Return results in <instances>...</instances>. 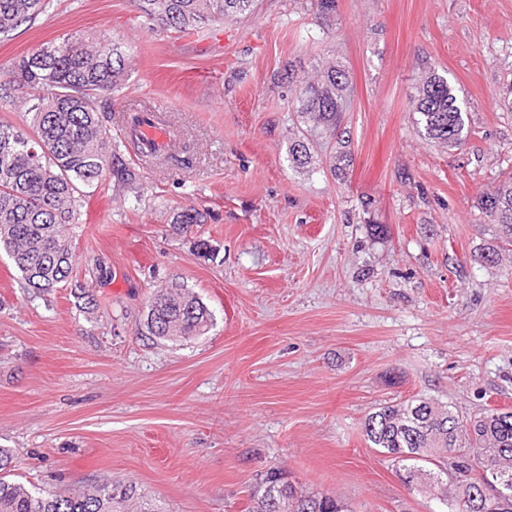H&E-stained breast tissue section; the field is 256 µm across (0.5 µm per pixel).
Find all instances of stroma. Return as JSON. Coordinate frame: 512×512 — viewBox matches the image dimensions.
<instances>
[{"label": "stroma", "instance_id": "1", "mask_svg": "<svg viewBox=\"0 0 512 512\" xmlns=\"http://www.w3.org/2000/svg\"><path fill=\"white\" fill-rule=\"evenodd\" d=\"M81 34L130 55L125 86L100 98L111 134L161 101L176 145L135 186L107 177L86 198L74 272H111L87 280L92 313L66 288L32 296L0 254L12 480L131 481L168 512H250L257 473L277 468L353 512H439L362 422L412 397L463 417L512 410V254L480 262L497 227L478 207L512 160V0H336L326 28L312 0H257L191 34L146 21L135 0H52L0 42V84L20 57ZM332 62L349 74L341 177L325 134L314 167H292L301 119L275 80ZM431 69L464 102L463 149L418 132L412 100ZM189 206L207 221L183 235L172 221ZM171 281L212 313L205 335H142L149 296Z\"/></svg>", "mask_w": 512, "mask_h": 512}]
</instances>
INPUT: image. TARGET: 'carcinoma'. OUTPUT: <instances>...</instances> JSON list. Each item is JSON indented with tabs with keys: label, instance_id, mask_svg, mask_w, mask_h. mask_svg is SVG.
<instances>
[{
	"label": "carcinoma",
	"instance_id": "cac0c4a2",
	"mask_svg": "<svg viewBox=\"0 0 512 512\" xmlns=\"http://www.w3.org/2000/svg\"><path fill=\"white\" fill-rule=\"evenodd\" d=\"M50 2L0 0V39L34 21ZM136 2L146 20L190 34L205 24L251 13L255 0ZM313 5L320 24L328 25L336 0H313ZM128 68L129 55L120 43L83 35L42 46L14 64L12 77L28 89L27 127L0 121V251L35 295L72 284L87 305L95 302L84 284L73 282V238L86 190L98 187L104 172L119 187L136 180L98 104L100 94L122 88ZM347 84L345 70L332 65L295 96L301 117L337 138L335 174L352 163L342 127ZM413 111L425 138L450 150L464 144V112L447 78L430 74ZM312 149L306 136L291 138L288 161L305 167ZM479 208L498 226L497 243L481 255L494 265L512 252V172L480 195ZM204 222V213L194 207L175 219L184 230ZM146 308V331L159 340L202 336L212 323L204 303L177 282L156 289ZM363 433L369 447L399 465L406 485L434 493L444 512H512L511 410L490 409L464 419L426 398L407 399L374 408L365 417ZM12 463L10 449L0 448V512H167L161 502L137 493L131 482L36 493L9 479ZM252 500V512H353L339 498L298 488L277 469L257 476Z\"/></svg>",
	"mask_w": 512,
	"mask_h": 512
}]
</instances>
